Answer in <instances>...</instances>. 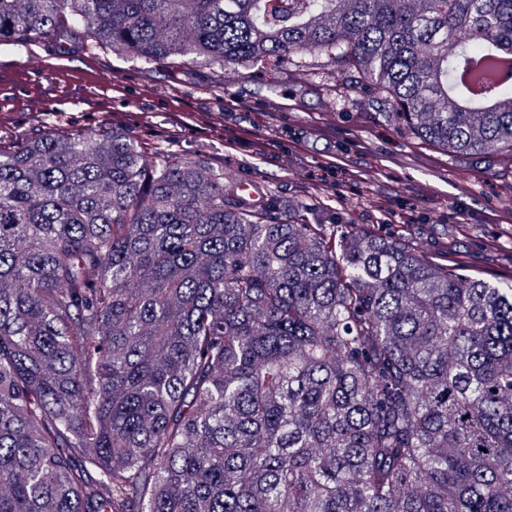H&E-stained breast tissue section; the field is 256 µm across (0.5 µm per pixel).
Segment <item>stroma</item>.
<instances>
[{
  "label": "stroma",
  "mask_w": 512,
  "mask_h": 512,
  "mask_svg": "<svg viewBox=\"0 0 512 512\" xmlns=\"http://www.w3.org/2000/svg\"><path fill=\"white\" fill-rule=\"evenodd\" d=\"M46 69H27L29 58ZM207 67L179 61L154 67L107 49L0 45V141L26 135L92 134L124 125L146 155L168 147L223 164L224 179L248 184L259 208L299 207L307 223L369 228L372 197L397 199L411 244L430 256L462 253L492 280L512 271V162L504 153L442 154L388 118L376 93H341L334 64L309 72L224 70L214 92ZM278 144L249 153L265 133ZM336 157L346 174L315 194L319 165ZM423 216L405 224L404 213Z\"/></svg>",
  "instance_id": "1"
}]
</instances>
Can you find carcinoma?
Returning a JSON list of instances; mask_svg holds the SVG:
<instances>
[{
	"mask_svg": "<svg viewBox=\"0 0 512 512\" xmlns=\"http://www.w3.org/2000/svg\"><path fill=\"white\" fill-rule=\"evenodd\" d=\"M326 56L445 153L512 151V0H0V44ZM328 230L123 128L0 145V512H512V276Z\"/></svg>",
	"mask_w": 512,
	"mask_h": 512,
	"instance_id": "obj_1",
	"label": "carcinoma"
}]
</instances>
